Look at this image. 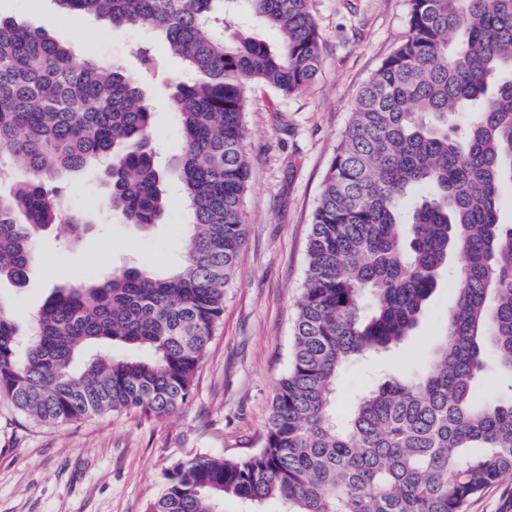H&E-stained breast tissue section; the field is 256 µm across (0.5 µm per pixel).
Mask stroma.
<instances>
[{
	"label": "stroma",
	"mask_w": 512,
	"mask_h": 512,
	"mask_svg": "<svg viewBox=\"0 0 512 512\" xmlns=\"http://www.w3.org/2000/svg\"><path fill=\"white\" fill-rule=\"evenodd\" d=\"M311 8L322 44L315 80L287 98L260 85L248 94L245 245L191 401L164 419L124 412L54 426L17 425L11 409L0 405V512H146L178 461L260 449L274 389L290 362L323 177L360 88L408 35V0H311ZM0 15L47 28L75 57L110 67L135 69L137 51L163 46L155 32L99 24L79 12L57 11L50 0H0ZM185 78L180 63L166 56L159 72L142 82L153 112L152 138L170 165L181 150L172 94ZM65 183L69 203L84 216L81 240L70 243L60 229L44 234L26 284L0 283V301L24 326L54 288L130 264L162 275L183 259L189 227L178 187L170 189L163 223L143 233L104 208L109 185L102 169L68 175ZM453 279V269L442 271L417 330L403 345L382 360L343 369L339 417L383 373L422 367L454 302Z\"/></svg>",
	"instance_id": "stroma-1"
}]
</instances>
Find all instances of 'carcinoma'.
Instances as JSON below:
<instances>
[{"label":"carcinoma","mask_w":512,"mask_h":512,"mask_svg":"<svg viewBox=\"0 0 512 512\" xmlns=\"http://www.w3.org/2000/svg\"><path fill=\"white\" fill-rule=\"evenodd\" d=\"M243 1L280 34L228 42ZM114 27H148L180 60L177 181L190 213L181 267H128L56 288L23 333L0 305V402L37 425L185 406L224 315L245 242L247 91L293 96L316 77L310 0H55ZM409 37L382 61L325 174L307 243L287 374L262 448L245 458L176 463L147 512H463L512 474V382L482 403L489 376L512 379V0H408ZM469 114L460 128L450 124ZM136 73L73 61L67 43L0 19V171L29 177L0 193V280L21 284L40 230L79 211L61 176L105 164L106 207L144 233L168 208ZM455 302L426 366L385 376L336 422L340 372L391 351L419 325L448 258ZM115 345L133 354L116 357Z\"/></svg>","instance_id":"1"}]
</instances>
